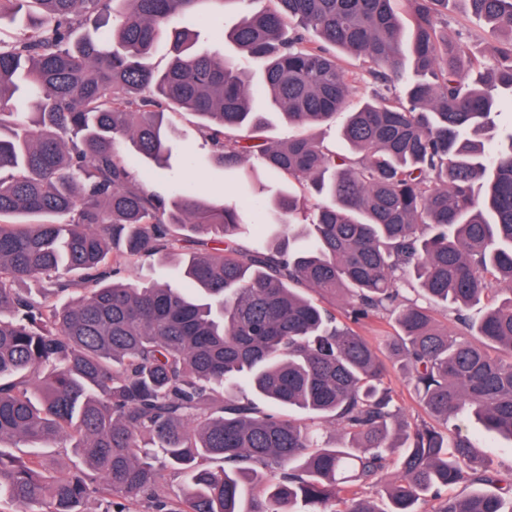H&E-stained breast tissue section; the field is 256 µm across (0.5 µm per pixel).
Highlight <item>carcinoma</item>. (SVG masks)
<instances>
[{"instance_id": "obj_1", "label": "carcinoma", "mask_w": 512, "mask_h": 512, "mask_svg": "<svg viewBox=\"0 0 512 512\" xmlns=\"http://www.w3.org/2000/svg\"><path fill=\"white\" fill-rule=\"evenodd\" d=\"M243 2L0 0V21L28 18L0 40V506L419 512L429 497L433 512H512V473L448 427L466 415L512 439V131L499 145L495 121L512 100V0H465L509 35L493 65L448 42L456 0H404L407 32L397 0H271L221 32L259 84L186 30L154 67L175 17L202 31ZM333 50L367 64L373 98L350 107ZM258 97L293 128L344 116L348 152L262 137ZM169 108L199 118L225 170L282 183L273 198L149 188L137 164H169ZM193 235L173 281H111ZM303 287L342 295L344 315ZM380 314L429 422L405 419L356 330ZM45 447L72 466L50 468ZM378 485L382 509L366 496Z\"/></svg>"}]
</instances>
